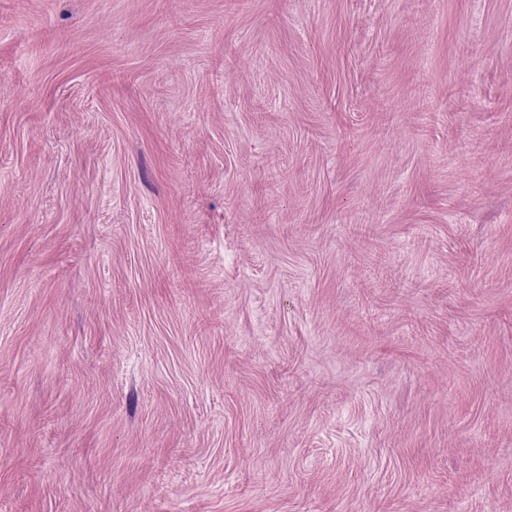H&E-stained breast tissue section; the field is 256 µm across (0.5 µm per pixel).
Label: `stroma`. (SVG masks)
<instances>
[{"label":"stroma","instance_id":"stroma-1","mask_svg":"<svg viewBox=\"0 0 512 512\" xmlns=\"http://www.w3.org/2000/svg\"><path fill=\"white\" fill-rule=\"evenodd\" d=\"M0 512H512V0H0Z\"/></svg>","mask_w":512,"mask_h":512}]
</instances>
